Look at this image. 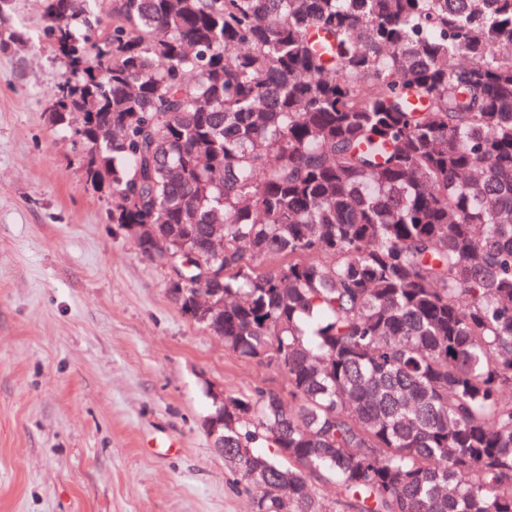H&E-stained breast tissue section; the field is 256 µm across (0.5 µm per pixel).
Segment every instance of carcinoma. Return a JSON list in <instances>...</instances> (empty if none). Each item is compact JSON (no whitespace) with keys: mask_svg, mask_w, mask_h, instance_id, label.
<instances>
[{"mask_svg":"<svg viewBox=\"0 0 512 512\" xmlns=\"http://www.w3.org/2000/svg\"><path fill=\"white\" fill-rule=\"evenodd\" d=\"M43 2L112 223L287 381L224 395L253 512H512V0Z\"/></svg>","mask_w":512,"mask_h":512,"instance_id":"obj_1","label":"carcinoma"}]
</instances>
